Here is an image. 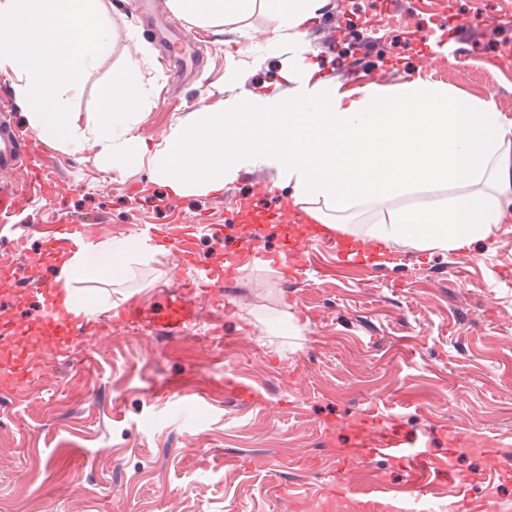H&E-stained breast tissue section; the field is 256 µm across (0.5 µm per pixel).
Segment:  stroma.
<instances>
[{"label": "stroma", "mask_w": 512, "mask_h": 512, "mask_svg": "<svg viewBox=\"0 0 512 512\" xmlns=\"http://www.w3.org/2000/svg\"><path fill=\"white\" fill-rule=\"evenodd\" d=\"M102 2L115 38L70 107L91 111L113 70L137 62L143 100L130 134L148 149L226 99L295 88L285 77L294 52L266 12L239 29H195L200 68L176 78L133 0ZM451 14L496 22L462 43L438 27ZM419 34L435 44V62L418 49ZM305 40L306 63L343 88H362L372 76L390 93L419 78L493 99L512 121V0H388L378 8L330 0ZM14 82L0 73V101L12 105L49 181L0 223V265L27 271L20 282L0 279V322L23 318L41 302L38 285L55 283L60 264L44 251L60 224H85L93 242L162 225L191 252L189 267L158 248L124 279L88 283L87 296L116 307L133 296L163 304L164 290L204 277L239 238L256 239L258 255L189 331L129 334L104 327L101 309L68 353L44 343L42 377L0 397V512H326L328 499L314 497L322 484L338 485L347 500L378 485L447 505L454 490L431 473L380 456L339 466V450L359 447L368 418L373 435L397 425L431 459H451L473 506L488 494L512 500V216L463 251L392 244L372 265L343 263L312 225L255 223L273 206L257 181L280 198L291 194L274 170L255 167L221 190L172 195L150 163L111 170L92 144L73 152L43 142ZM214 224L223 236L212 235ZM287 235L305 245L291 286L275 259ZM228 378L248 385L254 401L230 398ZM173 380L179 392L157 396ZM452 429L469 433L470 451L452 454Z\"/></svg>", "instance_id": "35a3bbf8"}]
</instances>
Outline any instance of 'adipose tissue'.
Returning <instances> with one entry per match:
<instances>
[{
	"label": "adipose tissue",
	"instance_id": "ef3b65f1",
	"mask_svg": "<svg viewBox=\"0 0 512 512\" xmlns=\"http://www.w3.org/2000/svg\"><path fill=\"white\" fill-rule=\"evenodd\" d=\"M328 0H168L178 17L198 27L241 25L265 9L293 44L289 95L269 93L225 101L218 112L195 113L172 131L151 163L177 195L188 188L216 191L242 170L262 165L292 188L295 203L328 223L345 213L443 185L450 194L429 207L401 206L372 222L367 239L459 250L489 237L512 206V121L493 101H477L447 86L415 79L391 94L367 85L345 100L335 83L299 70L304 36ZM490 180L491 190L472 185ZM323 208H316V200ZM147 253L142 239L119 245L82 244L60 272L66 305L86 312L91 302L75 283L116 280Z\"/></svg>",
	"mask_w": 512,
	"mask_h": 512
}]
</instances>
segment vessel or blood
<instances>
[{
	"label": "vessel or blood",
	"instance_id": "obj_1",
	"mask_svg": "<svg viewBox=\"0 0 512 512\" xmlns=\"http://www.w3.org/2000/svg\"><path fill=\"white\" fill-rule=\"evenodd\" d=\"M172 54L183 66L194 65L195 56L191 42L179 27H172L167 37ZM33 158L25 144L17 135V127L8 106L0 107V174L32 167ZM24 202L23 196L14 184L0 183V222L10 221ZM325 239L336 245L337 256L345 262H371L370 249L355 245L346 240L334 229H326ZM84 239V227L80 224H61L57 235L47 244L49 254L57 256L73 251ZM236 269L233 260L215 264L207 270L204 278L186 281L180 290L170 292L163 307L147 306L139 300H131L113 311L111 323L136 333L145 328L166 331H186L194 327L199 320L200 301L209 300L211 294L223 288ZM40 307L14 324L6 333L0 334V392L12 393L21 386L29 384L36 373L37 366L32 353L38 348L40 339L36 332L43 325H51L59 343L68 344L79 334L87 321L86 314L69 311L64 303L65 291L58 287L41 291ZM416 440L399 427H391L379 437L367 440V446L361 450L346 451L340 454V466H356L366 463L375 455L382 454L391 461L410 471L431 465L437 477L451 485H459L461 478L452 464L440 461L429 463L424 452L415 448Z\"/></svg>",
	"mask_w": 512,
	"mask_h": 512
}]
</instances>
